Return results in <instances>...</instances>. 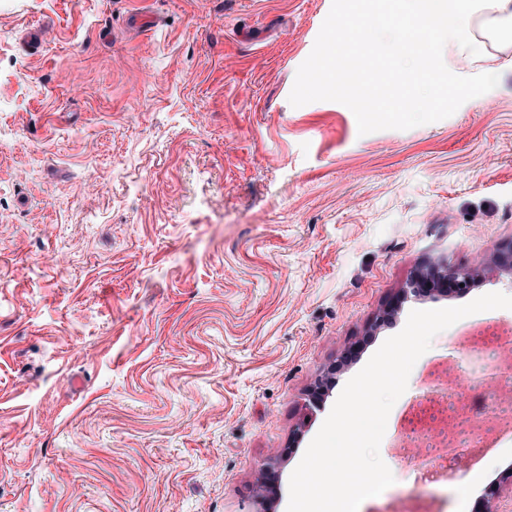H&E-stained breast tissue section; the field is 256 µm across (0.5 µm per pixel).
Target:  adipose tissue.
I'll list each match as a JSON object with an SVG mask.
<instances>
[{
  "instance_id": "adipose-tissue-1",
  "label": "adipose tissue",
  "mask_w": 512,
  "mask_h": 512,
  "mask_svg": "<svg viewBox=\"0 0 512 512\" xmlns=\"http://www.w3.org/2000/svg\"><path fill=\"white\" fill-rule=\"evenodd\" d=\"M376 19L392 26L403 43L448 33L454 38L455 52L468 55L475 45L463 38V31L479 19L490 28L512 21V0H383Z\"/></svg>"
}]
</instances>
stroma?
Wrapping results in <instances>:
<instances>
[{
	"mask_svg": "<svg viewBox=\"0 0 512 512\" xmlns=\"http://www.w3.org/2000/svg\"><path fill=\"white\" fill-rule=\"evenodd\" d=\"M332 0H0V512H287L345 384L414 310L512 295V24L443 59L499 75L450 117L359 135L292 106ZM466 292L401 299L417 270ZM438 333L388 416L362 512H494L486 467L423 482L402 422L473 368ZM322 386L319 404L310 393Z\"/></svg>",
	"mask_w": 512,
	"mask_h": 512,
	"instance_id": "1",
	"label": "stroma"
}]
</instances>
